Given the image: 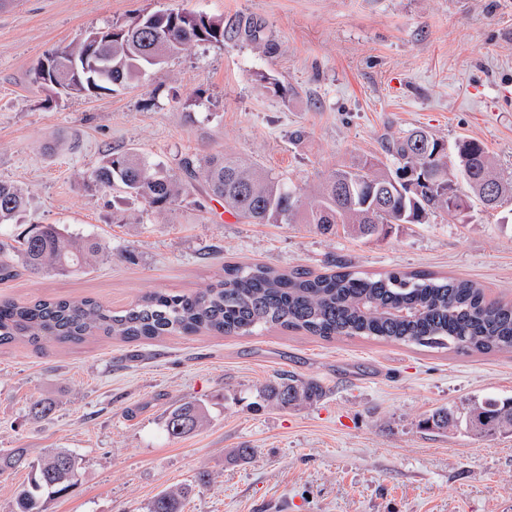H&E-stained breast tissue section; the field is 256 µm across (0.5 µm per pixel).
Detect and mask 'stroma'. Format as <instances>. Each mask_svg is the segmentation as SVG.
Returning a JSON list of instances; mask_svg holds the SVG:
<instances>
[{"instance_id": "1", "label": "stroma", "mask_w": 512, "mask_h": 512, "mask_svg": "<svg viewBox=\"0 0 512 512\" xmlns=\"http://www.w3.org/2000/svg\"><path fill=\"white\" fill-rule=\"evenodd\" d=\"M169 9L252 22L261 43H198L137 82L64 96L33 69L88 31ZM276 79L269 87L265 78ZM304 139L292 140L295 129ZM422 128L486 145L512 180V0H11L0 9V180L30 200L26 223L60 224L112 252L85 271L0 281V298L92 297L118 309L147 291L191 293L228 264L378 274L443 272L512 299L507 207L393 227L381 239L325 237L305 224H241L202 187L163 211L82 177L113 151L169 170L231 153L313 193L351 153L382 155ZM293 374L318 403L252 412L257 390ZM471 395L512 397V354L466 355L272 329L252 336L0 347V450L82 458L74 491L47 512H145L188 485L182 512H512V434L420 428ZM55 402L35 418L31 399ZM209 420L167 438L175 405ZM208 485L196 486L200 473Z\"/></svg>"}]
</instances>
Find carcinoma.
<instances>
[{
  "label": "carcinoma",
  "instance_id": "carcinoma-1",
  "mask_svg": "<svg viewBox=\"0 0 512 512\" xmlns=\"http://www.w3.org/2000/svg\"><path fill=\"white\" fill-rule=\"evenodd\" d=\"M241 34L259 38L256 29L244 32L203 14L167 10L139 17L98 32L94 48L84 35L59 50L78 72L58 83V92L110 91L195 43H224ZM419 134L415 130L387 142L385 151L396 168L356 155L336 167L312 195L271 169L226 153L186 158L179 176L136 151H114L102 158L83 185L117 187L160 209L188 194L200 179L206 193L224 202V211L238 220L310 224L320 235H334L340 227L357 238L385 236L394 225L427 224L439 209L457 214L476 202L485 206L483 184L488 177L499 182L501 200L512 194V183L501 180L481 142L462 139L450 149L433 136L426 151L417 146ZM443 161L448 163V178L467 186L451 201L448 188L434 176ZM415 168L420 175L412 184L400 180V173ZM27 207L22 187L0 181V226L18 222ZM17 243L23 268L33 274L78 272L110 257L102 244L59 224H29ZM262 328L291 329L327 341L363 338L461 354L512 353V301L488 299L471 280L400 270L364 276L342 264L323 273L264 264L226 266L220 279L201 291L149 292L119 310L90 297L0 300L2 346L37 345L47 339L78 343L101 335L127 342L201 332L250 336ZM323 394L319 382L289 375L265 386L261 397L285 408L316 402ZM205 419L201 404L184 402L169 413L165 430L179 438ZM423 425L482 437L512 433V397L471 398L462 408H439ZM22 466L30 468L31 478L17 491L15 512H45L48 501L76 486L81 458L69 448H51L36 460L28 458L25 448L0 452V474ZM186 494L179 488L164 491L151 501L148 512H181Z\"/></svg>",
  "mask_w": 512,
  "mask_h": 512
}]
</instances>
